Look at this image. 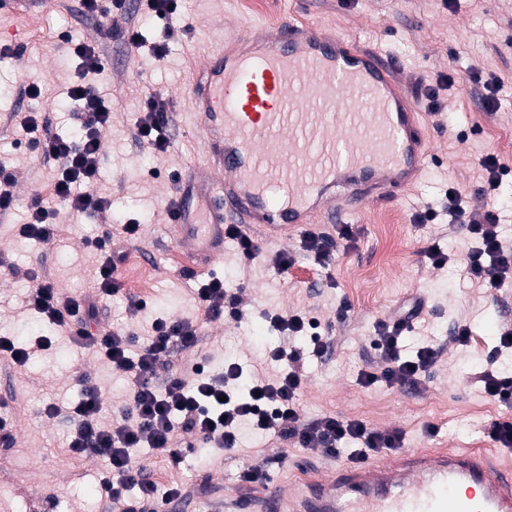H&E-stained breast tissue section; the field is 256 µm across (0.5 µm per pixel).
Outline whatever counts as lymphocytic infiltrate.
<instances>
[{
	"mask_svg": "<svg viewBox=\"0 0 512 512\" xmlns=\"http://www.w3.org/2000/svg\"><path fill=\"white\" fill-rule=\"evenodd\" d=\"M72 98L80 104L78 138L68 139L51 132L40 114H30L23 125L29 150L47 161L56 162L57 173L46 190L37 192L31 201V220L22 228L27 237L49 242L60 234L54 221L58 207L71 213L95 216L107 211L110 202L95 188L100 164V132L112 121V109L105 97L90 83L76 82L70 88ZM168 101L152 93L145 97L143 116L137 128V140L156 153L166 152L169 142L164 134L168 123ZM448 213L452 223L466 225L476 239V247L466 259L470 279L500 289L512 282V243H506L499 230V213L495 205L477 208L466 206L462 193L448 191ZM138 225L109 226L102 238L95 240L99 256L96 278L88 294L63 295L54 284L42 281L33 289L28 304L49 324L68 332L76 346L92 351L99 359L127 374V400L113 417H106L102 390L89 373L78 372L82 398L66 417L72 425L67 446L73 457L94 454L103 458L108 475L103 488L114 512H146L147 505L161 498H175L179 486H171L158 495L154 483L147 480L132 460L131 452L148 443L171 466H178L185 450L217 448L232 450L242 423L254 430L273 433L286 444L324 449L329 455H345L354 463L403 447L400 430H381L359 420L326 415L306 420L298 406L305 354L321 356L328 347L316 324L306 317L277 316L279 329L289 337L306 336L309 350L286 344L276 347L271 358L282 369L275 378L255 382L247 398L236 395V382L243 373L239 360L230 359L222 374L213 375L205 362L193 364L194 381H186L181 372L171 373L164 385L154 378L161 360L173 350L194 349L199 340V324L219 318L224 313L227 291L221 279L213 278L198 289L202 303V319H159L147 335L134 338L120 331L96 324L98 298L119 292L122 283L113 250L116 242L131 239ZM416 309L401 312L394 319L377 325L376 348L385 363L381 372L365 371L360 375L364 386L385 381L389 385L417 384L422 372L434 362L432 348L423 346L410 358H402L403 335L416 317ZM138 344L137 354H130L131 344ZM140 489L139 499L125 495L128 486Z\"/></svg>",
	"mask_w": 512,
	"mask_h": 512,
	"instance_id": "f902f5d3",
	"label": "lymphocytic infiltrate"
}]
</instances>
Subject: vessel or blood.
<instances>
[{"label":"vessel or blood","instance_id":"vessel-or-blood-1","mask_svg":"<svg viewBox=\"0 0 512 512\" xmlns=\"http://www.w3.org/2000/svg\"><path fill=\"white\" fill-rule=\"evenodd\" d=\"M187 95L207 165L200 216L168 226L200 264L224 254V227L287 240L315 216L343 222L350 202L399 196L424 174L419 114L394 66L320 26L233 21L195 66ZM264 512H512V469L469 451L392 454L270 495Z\"/></svg>","mask_w":512,"mask_h":512}]
</instances>
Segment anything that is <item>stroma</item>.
<instances>
[{"label":"stroma","mask_w":512,"mask_h":512,"mask_svg":"<svg viewBox=\"0 0 512 512\" xmlns=\"http://www.w3.org/2000/svg\"><path fill=\"white\" fill-rule=\"evenodd\" d=\"M118 27H138L143 46L129 51L117 37H106L96 17L84 13L79 0H33L22 14L0 15V160L17 173L15 206L0 218V253L18 273L0 278V335L29 344L47 335L52 346L36 352L25 371L0 363V417L13 426L14 445L0 447V512H112L101 484L103 459L73 458L66 441L71 425L65 418L47 419L44 409L67 410L80 398L73 374L89 372L107 404L119 407L126 399V376L91 353L72 345L57 330L25 307L35 288L31 273L52 281L63 294H85L97 262L88 241L107 225L135 224L136 238L119 243L123 253L119 272L122 292L103 298L101 323L147 334L157 318H197L196 289L205 276L223 279L230 299L223 317L203 324L200 347L210 366L221 370L226 359L239 358L245 377L272 376L277 368L269 353L282 334L275 316L290 313L316 318L330 345L318 359L307 360L299 394L304 417L333 414L362 419L404 433L406 449L471 448L511 464L488 436L491 423L512 420L508 408L488 397L478 372L490 368L512 376V352L499 348L502 332L512 329V288L487 290L465 275V258L473 240L461 224L449 223L442 207L449 187L460 188L470 205L484 202L479 162L487 152L512 161V0H281L272 14L247 9L243 0H180L170 21L145 20L133 4L118 10ZM247 18L267 25L289 22L323 23L363 47L393 58L398 77L412 93L423 118L419 131L430 139L434 156L423 178L398 198L353 205L349 219L353 237L334 247L326 265H317L300 249L298 238L287 243L263 241L251 230L260 252L254 260L240 257L233 241H225L222 257L206 272H197L188 256L166 230L167 209L186 196V178L205 163L200 123L186 94L190 63L221 41L225 18ZM177 35L166 38L165 27ZM69 35L96 47L106 60L96 81L112 103V122L101 132L102 155L97 183L111 201L110 209L94 217H78L59 208V239L39 242L23 236L35 191L45 189L53 165L19 149L22 124L29 113H42L52 132L78 137L73 113L76 102L66 96L77 79V61L58 40ZM166 43L167 54L155 60L152 47ZM498 78L499 108L484 109L483 83ZM447 80L438 111H430L422 88ZM165 93L170 101L166 135L169 148L152 154L135 139L143 97L138 81ZM34 83L41 90L32 100L19 93ZM432 208L438 217L415 224L412 214ZM439 243L450 257L435 267L424 250ZM289 251L293 266L280 274L274 257ZM140 296L144 308L130 314L128 295ZM419 296L425 307L404 341V356L428 345L434 364L417 387H366L359 375L381 370L375 347L378 322L387 320L405 300ZM467 326L470 338L459 344L455 332ZM135 462L157 486L183 487L175 512H216L224 501L243 492L239 477L251 465L262 464L264 485L248 492L252 503L291 483L327 476L343 459L300 445L280 449L278 441L242 428L237 446L224 456L201 451L187 454L169 467L153 448L133 452Z\"/></svg>","instance_id":"stroma-1"}]
</instances>
